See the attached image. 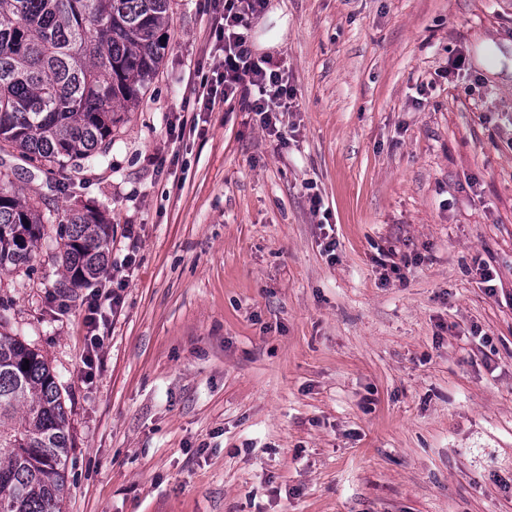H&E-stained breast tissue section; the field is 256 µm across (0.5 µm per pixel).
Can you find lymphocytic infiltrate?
<instances>
[{"mask_svg": "<svg viewBox=\"0 0 512 512\" xmlns=\"http://www.w3.org/2000/svg\"><path fill=\"white\" fill-rule=\"evenodd\" d=\"M263 0H224L216 30L224 44V58L212 70L201 92L194 97V111H214L217 101L241 98L247 111L260 118L269 134H278L281 110L296 97L287 72L267 59L252 57L248 50L251 20Z\"/></svg>", "mask_w": 512, "mask_h": 512, "instance_id": "1", "label": "lymphocytic infiltrate"}]
</instances>
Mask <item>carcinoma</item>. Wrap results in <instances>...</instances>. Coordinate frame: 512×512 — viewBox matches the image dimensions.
I'll return each mask as SVG.
<instances>
[{
  "mask_svg": "<svg viewBox=\"0 0 512 512\" xmlns=\"http://www.w3.org/2000/svg\"><path fill=\"white\" fill-rule=\"evenodd\" d=\"M168 11L169 0H0V151L53 168L103 165L112 129L159 69ZM45 220L0 171V272L31 266ZM57 235L71 287L95 284L112 225L85 206ZM67 419L44 357L0 333V512H60Z\"/></svg>",
  "mask_w": 512,
  "mask_h": 512,
  "instance_id": "carcinoma-1",
  "label": "carcinoma"
}]
</instances>
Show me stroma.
<instances>
[{
    "label": "stroma",
    "mask_w": 512,
    "mask_h": 512,
    "mask_svg": "<svg viewBox=\"0 0 512 512\" xmlns=\"http://www.w3.org/2000/svg\"><path fill=\"white\" fill-rule=\"evenodd\" d=\"M214 2L170 0L108 164L13 177L54 212L0 332L69 409L60 512H512V0H264L280 140L236 101L195 119ZM83 205L136 258L91 372L56 234Z\"/></svg>",
    "instance_id": "1"
}]
</instances>
